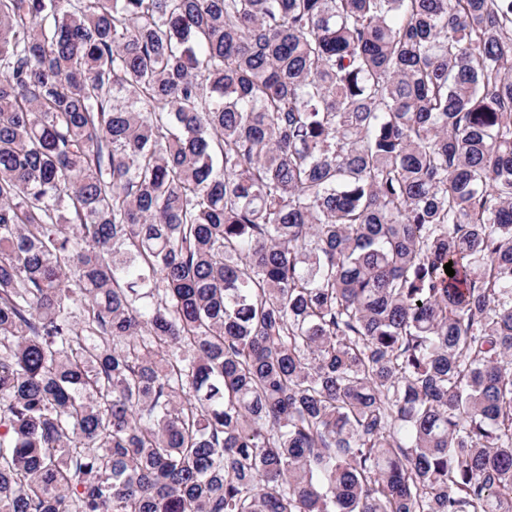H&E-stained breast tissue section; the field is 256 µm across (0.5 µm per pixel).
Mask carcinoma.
<instances>
[{"mask_svg":"<svg viewBox=\"0 0 512 512\" xmlns=\"http://www.w3.org/2000/svg\"><path fill=\"white\" fill-rule=\"evenodd\" d=\"M0 512H512V0H0Z\"/></svg>","mask_w":512,"mask_h":512,"instance_id":"cac0c4a2","label":"carcinoma"}]
</instances>
